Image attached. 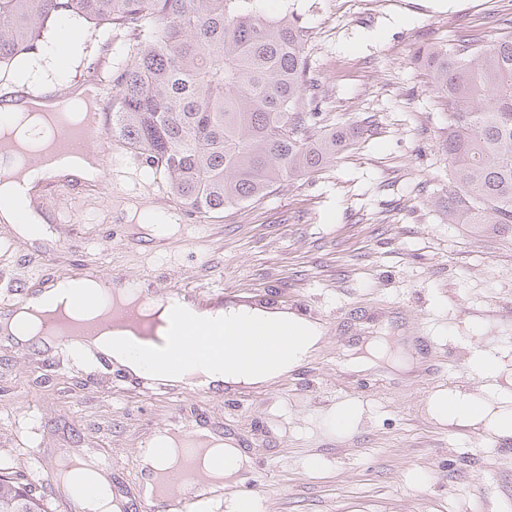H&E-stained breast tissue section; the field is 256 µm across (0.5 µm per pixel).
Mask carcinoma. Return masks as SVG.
<instances>
[{
	"label": "carcinoma",
	"mask_w": 512,
	"mask_h": 512,
	"mask_svg": "<svg viewBox=\"0 0 512 512\" xmlns=\"http://www.w3.org/2000/svg\"><path fill=\"white\" fill-rule=\"evenodd\" d=\"M262 0H0V67L58 19L132 37L112 72V128L191 214L258 202L332 163L352 137L326 128L307 27ZM415 63L448 111L450 224L512 230V35L429 44ZM0 512H47L0 472Z\"/></svg>",
	"instance_id": "1"
}]
</instances>
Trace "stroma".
Wrapping results in <instances>:
<instances>
[{
  "label": "stroma",
  "mask_w": 512,
  "mask_h": 512,
  "mask_svg": "<svg viewBox=\"0 0 512 512\" xmlns=\"http://www.w3.org/2000/svg\"><path fill=\"white\" fill-rule=\"evenodd\" d=\"M262 7L312 34L325 121L353 132L336 160L259 202L177 225L168 210L179 202L149 168L113 182L137 157L111 137L97 181L40 188L41 238L0 219V297L20 282L80 275L91 256L103 274L159 297L220 284L224 299L201 307L275 302L320 326L316 349L275 382L208 392L147 385L68 354L48 365L0 335V463L51 508L60 449L88 448L111 457L136 493L144 443L203 417L248 459L209 512H236L249 488L256 512H512V435L428 410L448 390L512 410V232L449 223L435 206L452 180L445 114L413 63L462 32L502 36L512 0ZM77 32L63 63L49 53L53 31L19 68L0 70V98L70 92L92 67L110 77L127 42L90 25ZM483 358L494 374L478 372Z\"/></svg>",
  "instance_id": "35a3bbf8"
}]
</instances>
